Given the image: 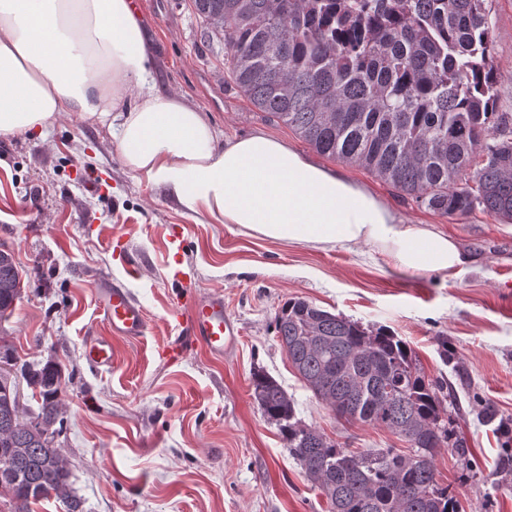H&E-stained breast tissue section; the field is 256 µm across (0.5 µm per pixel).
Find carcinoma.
Wrapping results in <instances>:
<instances>
[{"mask_svg":"<svg viewBox=\"0 0 512 512\" xmlns=\"http://www.w3.org/2000/svg\"><path fill=\"white\" fill-rule=\"evenodd\" d=\"M488 0H192L224 44L233 83L318 153L357 164L443 215L475 209L512 219V114L496 111ZM23 288L0 249V319ZM275 331L292 367L338 420L384 427L407 450L342 448L297 418L271 376L253 377L254 398L330 512H459L436 480L434 459L451 440L443 387L411 348L297 299ZM42 399L36 421L12 418L15 382L0 377V496L14 512L54 496L84 512L50 427L60 421L61 371L23 363Z\"/></svg>","mask_w":512,"mask_h":512,"instance_id":"obj_1","label":"carcinoma"}]
</instances>
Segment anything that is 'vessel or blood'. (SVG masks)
<instances>
[{
    "label": "vessel or blood",
    "mask_w": 512,
    "mask_h": 512,
    "mask_svg": "<svg viewBox=\"0 0 512 512\" xmlns=\"http://www.w3.org/2000/svg\"><path fill=\"white\" fill-rule=\"evenodd\" d=\"M99 300L109 333L86 339L84 358L93 367L108 369L112 366V336L140 338L146 331L147 319L140 302L121 285L100 289ZM184 330V335L175 337L162 350L161 356L168 362L182 361L193 345L213 358H223L238 338V330L225 313L224 297L220 294L193 299Z\"/></svg>",
    "instance_id": "b4317fda"
}]
</instances>
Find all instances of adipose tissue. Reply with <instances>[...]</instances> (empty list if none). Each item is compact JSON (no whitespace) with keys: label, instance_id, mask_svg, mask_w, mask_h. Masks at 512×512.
Wrapping results in <instances>:
<instances>
[{"label":"adipose tissue","instance_id":"ef3b65f1","mask_svg":"<svg viewBox=\"0 0 512 512\" xmlns=\"http://www.w3.org/2000/svg\"><path fill=\"white\" fill-rule=\"evenodd\" d=\"M149 56L132 0H0V134H44L75 113L117 129L125 165L186 213L317 249L375 245L406 270L468 264L452 239L405 224L386 200L285 142L261 133L222 141L151 78Z\"/></svg>","mask_w":512,"mask_h":512}]
</instances>
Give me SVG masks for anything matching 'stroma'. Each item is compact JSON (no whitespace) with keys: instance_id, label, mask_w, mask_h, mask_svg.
<instances>
[{"instance_id":"stroma-1","label":"stroma","mask_w":512,"mask_h":512,"mask_svg":"<svg viewBox=\"0 0 512 512\" xmlns=\"http://www.w3.org/2000/svg\"><path fill=\"white\" fill-rule=\"evenodd\" d=\"M152 44L151 73L209 119L221 139L265 133L314 162L342 170L387 200L409 224H428L473 257L459 273L405 271L360 244L314 249L199 223L162 186L127 169L111 129L60 115L48 134L0 135V245L24 281L0 345L19 361H54L64 418L55 438L84 512H328L325 497L253 398L263 371L292 395L298 417L341 446L403 448L388 429L336 420L307 390L280 346L275 318L304 299L363 327L391 330L453 402L452 428L467 459L438 449L436 478L460 512H512V221L475 210L446 216L358 165L316 152L255 107L229 79L191 0H137ZM498 109L512 113V0H492ZM102 176L96 190L87 171ZM181 233L174 279L166 244ZM111 281L147 314L136 340H112L111 369L83 357L109 330L93 293ZM219 293L239 340L224 359L192 349L176 364L159 354L183 330L193 297ZM452 352L440 357L441 346Z\"/></svg>"}]
</instances>
